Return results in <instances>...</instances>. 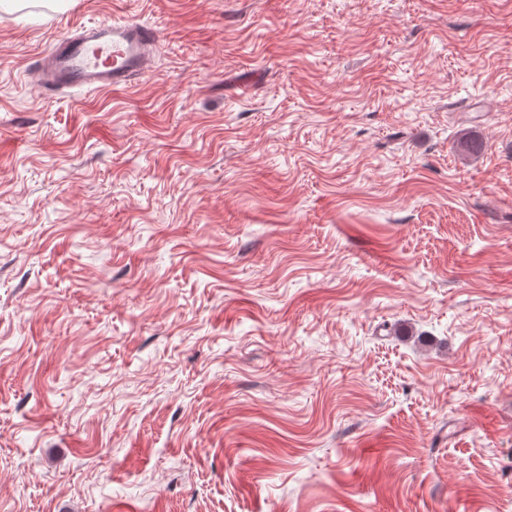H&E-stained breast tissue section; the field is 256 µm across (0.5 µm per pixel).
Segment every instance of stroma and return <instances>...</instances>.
<instances>
[{
	"instance_id": "35a3bbf8",
	"label": "stroma",
	"mask_w": 512,
	"mask_h": 512,
	"mask_svg": "<svg viewBox=\"0 0 512 512\" xmlns=\"http://www.w3.org/2000/svg\"><path fill=\"white\" fill-rule=\"evenodd\" d=\"M102 18L147 73L45 96ZM509 457L512 0L0 9V512H512ZM160 51V36L135 20H109L79 26L53 39L28 74L46 94L74 89L119 91L144 73Z\"/></svg>"
}]
</instances>
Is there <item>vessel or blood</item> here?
<instances>
[{"instance_id":"1","label":"vessel or blood","mask_w":512,"mask_h":512,"mask_svg":"<svg viewBox=\"0 0 512 512\" xmlns=\"http://www.w3.org/2000/svg\"><path fill=\"white\" fill-rule=\"evenodd\" d=\"M160 51V36L135 20H109L81 26L54 38L28 74L46 94L74 89L119 91L144 73Z\"/></svg>"}]
</instances>
